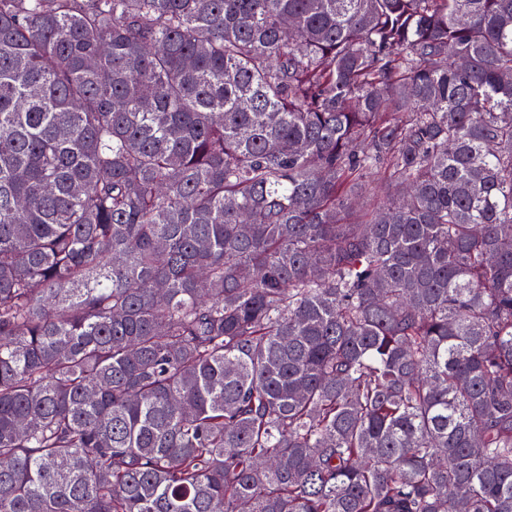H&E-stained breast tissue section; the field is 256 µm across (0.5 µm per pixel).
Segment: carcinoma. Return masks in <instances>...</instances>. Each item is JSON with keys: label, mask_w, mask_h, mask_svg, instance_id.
Returning <instances> with one entry per match:
<instances>
[{"label": "carcinoma", "mask_w": 512, "mask_h": 512, "mask_svg": "<svg viewBox=\"0 0 512 512\" xmlns=\"http://www.w3.org/2000/svg\"><path fill=\"white\" fill-rule=\"evenodd\" d=\"M0 512H512V0H0Z\"/></svg>", "instance_id": "carcinoma-1"}]
</instances>
